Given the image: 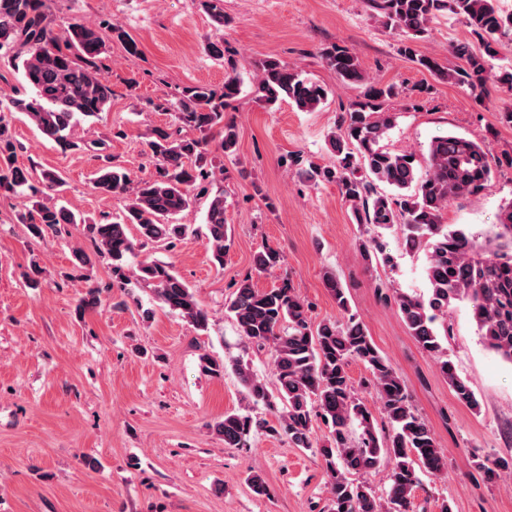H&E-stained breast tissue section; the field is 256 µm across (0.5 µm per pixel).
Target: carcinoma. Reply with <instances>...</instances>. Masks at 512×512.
<instances>
[{"label":"carcinoma","instance_id":"cac0c4a2","mask_svg":"<svg viewBox=\"0 0 512 512\" xmlns=\"http://www.w3.org/2000/svg\"><path fill=\"white\" fill-rule=\"evenodd\" d=\"M217 28H224V0H200ZM383 24L405 40L416 42L430 35L429 22L442 11L459 16L477 35L482 50L459 44L453 53L464 61L459 68H445L436 58L422 55L415 61L441 81L460 84L489 95L486 73L496 56L494 45L512 40V14L503 12L497 0H369ZM112 38L124 45L128 58L139 55L136 41L118 24H109ZM22 51L10 54L15 47ZM9 53L8 64L21 74L27 92H15L0 106V113L22 112L43 137L62 150H98L104 141L78 142L72 129L87 119H100L112 101V86L101 65L106 53L100 26L75 20L66 35L54 34L47 17V0H0V59ZM322 60L345 88L365 86L350 102L339 131L328 139L336 157L332 168L309 166V180L334 181L351 204L356 223L389 228L403 227L408 247L428 252L426 298L407 293L380 298L394 301L397 312L420 348L437 362L440 373L457 397L476 409L479 401L448 360L452 335L448 310L457 302L470 306L483 345L502 360L512 363V201L501 206L498 223L482 241L463 229L442 223V212L460 197L485 190L492 174L488 153L477 142L447 134L434 138L428 147L425 171L417 169L407 154L383 148L393 126L387 100L391 86L368 78L357 55L347 47L332 45L322 50ZM237 72L225 73L224 85L185 86L164 110L175 123L150 129L147 147L156 160V172L148 178L133 177L121 167L100 168L93 180L101 196L122 194L128 204L112 221L86 223L59 203L55 193L64 186L53 171H44L34 183L27 169L14 165L19 148L9 124L0 116V195H22L31 208L18 222L40 237L46 231L61 234L70 224L83 225L96 252L112 259L120 280L150 289L153 299L178 313L195 329L208 328V315L189 285L170 263L141 261L124 273L128 258L146 245L169 243L187 235L201 237L215 262L224 264L231 236L224 218V188L217 187L205 212L204 223L175 224L177 216L191 209L195 191L205 192L221 167L210 156L209 143L217 137L222 155L236 152L238 130L226 117L228 108L242 92ZM255 97L268 106L286 100L302 112L323 105L329 91L305 78L296 69L276 60L258 64ZM194 135L183 134L184 129ZM391 189L386 193L380 186ZM134 226L139 239L129 234ZM280 262L278 251L265 247L254 256L253 271L237 284L225 305L241 341L266 350L273 360L277 385L271 390L251 369L235 359L232 369L245 389V405L227 411L213 426L226 448H243L260 431H276L253 415L262 404L272 410L281 401L279 429L298 448L319 449L326 465L329 497L323 512H412V500L421 485L419 473L438 476L448 469V456L439 448L432 427L413 410L407 385L369 336L336 274L323 275L345 321H326L312 326L309 306L287 281L269 290L252 283L253 274L264 273ZM362 362L375 386L378 412L354 396L348 371L351 361ZM318 412L328 436L315 443L311 415ZM385 428H378V421ZM389 464L386 481L376 491L366 481L352 478Z\"/></svg>","mask_w":512,"mask_h":512}]
</instances>
